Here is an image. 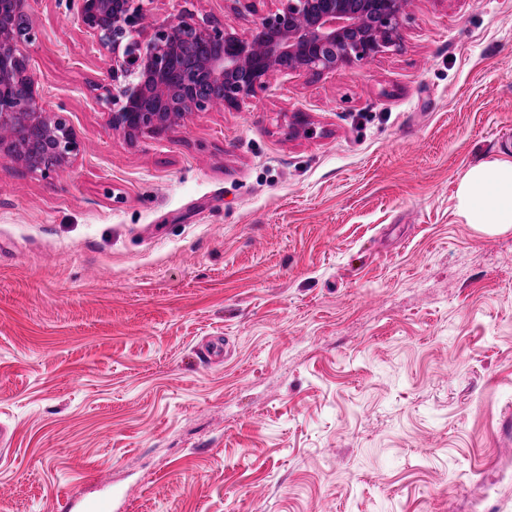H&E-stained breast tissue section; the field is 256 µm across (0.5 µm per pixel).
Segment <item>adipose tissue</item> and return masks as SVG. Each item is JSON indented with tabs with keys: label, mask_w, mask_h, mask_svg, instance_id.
Wrapping results in <instances>:
<instances>
[{
	"label": "adipose tissue",
	"mask_w": 512,
	"mask_h": 512,
	"mask_svg": "<svg viewBox=\"0 0 512 512\" xmlns=\"http://www.w3.org/2000/svg\"><path fill=\"white\" fill-rule=\"evenodd\" d=\"M458 208L468 223L485 229L512 225V161L474 165L457 190Z\"/></svg>",
	"instance_id": "1"
}]
</instances>
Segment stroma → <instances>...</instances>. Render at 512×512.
Masks as SVG:
<instances>
[{
	"label": "stroma",
	"mask_w": 512,
	"mask_h": 512,
	"mask_svg": "<svg viewBox=\"0 0 512 512\" xmlns=\"http://www.w3.org/2000/svg\"><path fill=\"white\" fill-rule=\"evenodd\" d=\"M407 11L373 59L130 144L110 54L37 0L23 51L79 148L0 157V512H512V228L456 199L512 160V0Z\"/></svg>",
	"instance_id": "1"
}]
</instances>
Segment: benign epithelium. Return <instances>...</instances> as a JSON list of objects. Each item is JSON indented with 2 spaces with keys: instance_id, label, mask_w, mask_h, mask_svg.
<instances>
[{
  "instance_id": "benign-epithelium-1",
  "label": "benign epithelium",
  "mask_w": 512,
  "mask_h": 512,
  "mask_svg": "<svg viewBox=\"0 0 512 512\" xmlns=\"http://www.w3.org/2000/svg\"><path fill=\"white\" fill-rule=\"evenodd\" d=\"M35 0H0V152L47 175L78 150L75 133L40 105L20 46L35 39ZM77 19L112 53L98 99L112 129L132 144L160 135L190 112H208L219 90L235 109L265 88L272 69L320 75L395 45L408 19L405 0H276L244 34L188 12L145 29V0H76Z\"/></svg>"
}]
</instances>
